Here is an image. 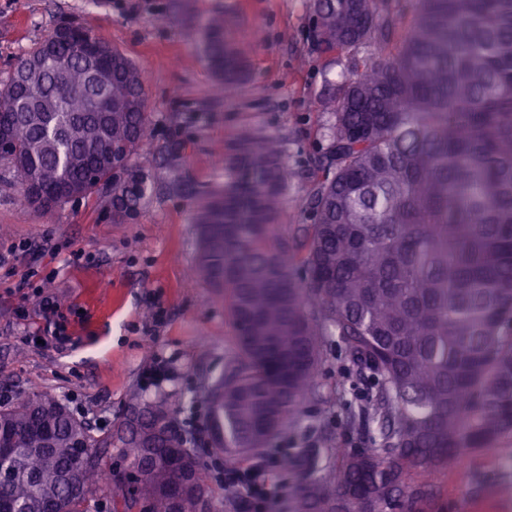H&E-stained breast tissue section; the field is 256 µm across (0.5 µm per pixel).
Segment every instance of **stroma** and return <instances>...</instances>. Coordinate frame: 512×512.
Returning a JSON list of instances; mask_svg holds the SVG:
<instances>
[{
  "label": "stroma",
  "mask_w": 512,
  "mask_h": 512,
  "mask_svg": "<svg viewBox=\"0 0 512 512\" xmlns=\"http://www.w3.org/2000/svg\"><path fill=\"white\" fill-rule=\"evenodd\" d=\"M217 10L231 13L232 37L252 47L248 81L221 97L193 24ZM66 21L82 23L144 73L151 135L131 166L151 193L125 218L113 212L108 188L39 213L0 172V394L48 392L108 429L144 392L143 373L161 363L168 375L159 390L194 402L181 419L206 421L202 386L223 372L237 345L225 300L186 276L196 254L191 193L223 181L231 140L250 125L282 141L294 178L281 225L300 223L308 189L300 170L333 122L319 98L348 60L313 51L309 0H0V79ZM41 291L59 305L67 344L51 336L35 303ZM324 429L334 447L360 444L342 431L337 412L311 402L268 454L324 456ZM504 480L512 481V435L465 465H449L437 508L512 512Z\"/></svg>",
  "instance_id": "stroma-1"
}]
</instances>
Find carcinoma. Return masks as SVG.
Returning <instances> with one entry per match:
<instances>
[{"instance_id": "cac0c4a2", "label": "carcinoma", "mask_w": 512, "mask_h": 512, "mask_svg": "<svg viewBox=\"0 0 512 512\" xmlns=\"http://www.w3.org/2000/svg\"><path fill=\"white\" fill-rule=\"evenodd\" d=\"M338 0H311L312 47L351 55L320 96L334 115L329 142L308 168L305 222L280 231L292 173L279 140L245 125L224 183L193 191L194 274L227 297L237 354L202 390L208 426L223 427L225 463L271 447L278 428L323 399L317 373L332 336L367 374L364 404H343L347 430L377 433L339 466L277 461L296 476L288 512H431L429 481L449 464L512 433V0H363L351 18ZM208 15L201 52L218 86L247 77L249 47ZM80 27L54 42L56 65L22 77L38 43L0 81V161L28 188L81 196L112 187L136 210L146 182L106 165L138 154L149 123L130 107L147 97L142 69L115 50L85 49ZM304 277L297 278L292 268ZM181 402L144 395L103 432L41 393L0 404L11 451L0 455V512H90L101 453L116 449L112 512H199L173 506L168 487L195 429ZM197 484L215 497L204 464Z\"/></svg>"}]
</instances>
